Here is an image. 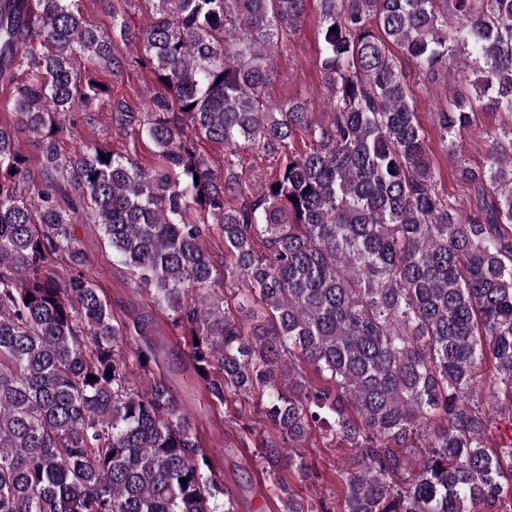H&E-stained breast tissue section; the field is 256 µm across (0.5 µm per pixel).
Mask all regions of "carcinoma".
<instances>
[{
    "instance_id": "carcinoma-1",
    "label": "carcinoma",
    "mask_w": 512,
    "mask_h": 512,
    "mask_svg": "<svg viewBox=\"0 0 512 512\" xmlns=\"http://www.w3.org/2000/svg\"><path fill=\"white\" fill-rule=\"evenodd\" d=\"M156 2L142 28L108 34L74 0H0V81L18 117L0 125V512H235L154 352L123 345L152 318L114 319L77 224L182 328L209 395L257 398L290 448L322 426L354 450L343 512H512V438L488 437L512 425V122L485 132V166L457 160L472 195L448 206L390 51L427 73L469 61L474 94L437 113L454 155L480 113L512 117V0H454L451 31L448 0H319L320 116L265 93L267 46L297 30L308 0ZM117 38L160 87L142 124L157 169L59 148L73 116L109 95L75 76V58L120 68ZM111 107L118 129L136 121L126 102ZM19 128L39 137V184ZM299 131L309 149L239 207L224 194L240 179L193 146L275 151ZM208 224L231 257L222 272L201 244ZM222 278L242 283L235 311L214 291ZM297 356L329 386L289 379ZM282 457L273 443L256 455L275 481ZM280 490L281 512H331Z\"/></svg>"
}]
</instances>
